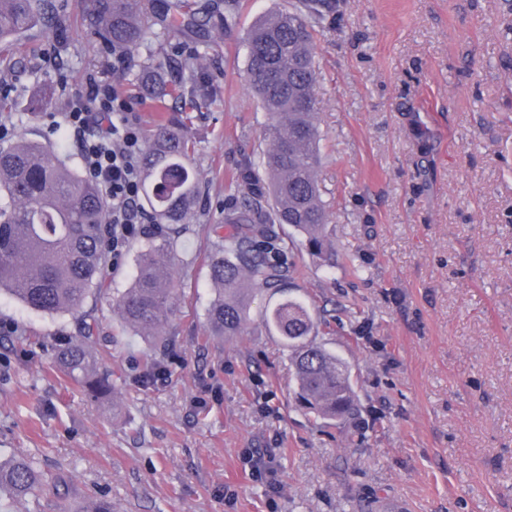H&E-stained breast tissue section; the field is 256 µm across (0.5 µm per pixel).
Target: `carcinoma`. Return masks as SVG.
Returning <instances> with one entry per match:
<instances>
[{"label":"carcinoma","mask_w":512,"mask_h":512,"mask_svg":"<svg viewBox=\"0 0 512 512\" xmlns=\"http://www.w3.org/2000/svg\"><path fill=\"white\" fill-rule=\"evenodd\" d=\"M90 4L86 21L104 47L134 50L155 39L142 0ZM327 8L326 0H306L294 10L264 15L247 34V72L270 122L258 164L247 161L233 181L242 202L224 210L227 231L210 257L216 288L206 325L210 336H240L257 295L279 297L264 307L262 320L288 347L297 399L317 416L336 421L354 411L350 372L335 353L312 342L318 321L288 296L284 251L276 246L274 231V225L287 224L306 236L312 251L325 248L328 211L318 180L320 102L313 39L316 19ZM167 16L173 35L201 26L183 0H170ZM38 24L52 30L56 52L67 51L68 24L59 0H0V42L20 38ZM178 90L195 102L200 90L195 63L188 65ZM193 151L186 127L170 122L150 136L141 160V198L154 232L138 253L134 281L113 304L124 324L153 346L164 339L162 330L181 294L174 274L178 242L202 205V174L192 162ZM107 209L103 188L49 146L20 136L0 147V292L31 310L81 317L80 336L61 345L56 360L99 400L109 397L111 384L96 373L90 341L98 325L84 317V305L107 291L101 279L109 255ZM38 492L69 496L66 481L48 478L30 458L0 462L1 494L24 499Z\"/></svg>","instance_id":"obj_1"}]
</instances>
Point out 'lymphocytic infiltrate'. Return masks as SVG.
Wrapping results in <instances>:
<instances>
[{"mask_svg": "<svg viewBox=\"0 0 512 512\" xmlns=\"http://www.w3.org/2000/svg\"><path fill=\"white\" fill-rule=\"evenodd\" d=\"M61 122L78 144L87 178L99 183L108 199V244L120 256L134 238L148 232L139 207L141 136L128 97L112 83L88 77L71 96Z\"/></svg>", "mask_w": 512, "mask_h": 512, "instance_id": "f902f5d3", "label": "lymphocytic infiltrate"}]
</instances>
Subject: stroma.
<instances>
[{"mask_svg": "<svg viewBox=\"0 0 512 512\" xmlns=\"http://www.w3.org/2000/svg\"><path fill=\"white\" fill-rule=\"evenodd\" d=\"M87 4L65 0L67 53H51L36 28L0 63L12 136L80 168L55 118L87 76L119 84L146 137L182 111L155 99L150 63L177 78L200 50L208 94L188 132L203 205L178 244L167 347L151 350L112 305L143 238L104 268L107 293L86 302L115 401L91 400L55 365L79 316L0 292V457L34 458L112 512H512V0H329L316 28L328 257L291 227L278 235L289 296L323 320L317 343L349 367L358 412L342 423L297 403L288 349L261 318L267 297L241 336L204 331L224 186L265 147L245 38L300 0H235L233 26L159 33L118 72L81 20ZM46 90L51 106L31 113ZM150 357L161 377H145ZM262 448L278 450L279 466L256 481L249 460Z\"/></svg>", "mask_w": 512, "mask_h": 512, "instance_id": "35a3bbf8", "label": "stroma"}]
</instances>
